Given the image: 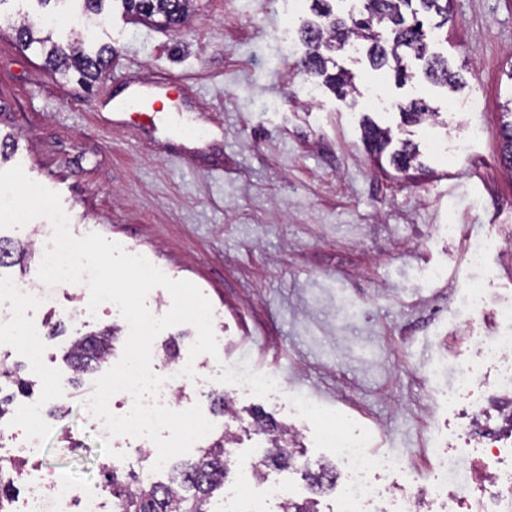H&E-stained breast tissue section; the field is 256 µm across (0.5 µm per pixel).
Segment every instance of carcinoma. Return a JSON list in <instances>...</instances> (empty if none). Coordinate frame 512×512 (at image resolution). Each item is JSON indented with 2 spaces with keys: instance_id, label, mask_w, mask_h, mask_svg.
<instances>
[{
  "instance_id": "obj_1",
  "label": "carcinoma",
  "mask_w": 512,
  "mask_h": 512,
  "mask_svg": "<svg viewBox=\"0 0 512 512\" xmlns=\"http://www.w3.org/2000/svg\"><path fill=\"white\" fill-rule=\"evenodd\" d=\"M127 12L140 19L176 29L181 26L192 9L193 0H120ZM325 21L304 31L310 45V53L303 62L304 68L326 77L342 93L356 90L349 72L341 69L327 73L330 55L345 48L352 40L369 43L368 56L376 69L384 67L394 71L395 77L404 82L412 78L404 63V53L409 52L418 60L425 61L424 76L431 83L454 86L456 73L448 68V61L429 54L428 35L424 19L436 16L439 21L431 26L433 31L448 27L450 0H367L365 13L346 21L337 17L328 5L329 0H313ZM389 25L388 37L379 28ZM42 20H24L17 29L16 37L25 49L40 46L44 63L52 70L66 76L78 75V82L88 88L98 81L112 56V47L102 46L92 53L77 42L65 51L52 41L51 33L44 32ZM407 120L421 122L435 118L423 101H413L399 107ZM501 125L503 147L501 157L512 170V107H505ZM370 147L382 155L391 144L390 130L377 126L365 130ZM417 146L405 142L390 154V163L400 172H408L417 161ZM116 328H108L91 337H83L73 344L70 363L76 372L99 365L112 350ZM258 428L272 445L271 459L286 467L294 460L293 435L288 428L267 422L262 416L253 415ZM232 441L221 435L198 449L197 459L188 461L177 469V474L166 483L144 482L131 475L133 483L125 484L112 477V494L118 500L120 512H213L214 492L224 484L230 464Z\"/></svg>"
}]
</instances>
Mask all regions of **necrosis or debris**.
I'll use <instances>...</instances> for the list:
<instances>
[{
	"label": "necrosis or debris",
	"mask_w": 512,
	"mask_h": 512,
	"mask_svg": "<svg viewBox=\"0 0 512 512\" xmlns=\"http://www.w3.org/2000/svg\"><path fill=\"white\" fill-rule=\"evenodd\" d=\"M46 303L39 287L0 289V329L21 337L23 353L39 357L46 349V327L33 321ZM495 322L493 334L471 337L478 360L459 362L448 386V410L458 417L462 442L445 450L429 439L433 463L427 474L401 455L373 454L372 430L353 425L345 414L325 413L303 396L291 399L296 421L325 423L318 445L330 450L343 479L335 512H512V306L498 310ZM30 413L23 406L9 425H0V458L16 463L9 479L25 486L4 512H112L87 485L45 482L34 463L38 435L14 442Z\"/></svg>",
	"instance_id": "necrosis-or-debris-1"
}]
</instances>
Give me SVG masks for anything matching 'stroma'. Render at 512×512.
I'll list each match as a JSON object with an SVG mask.
<instances>
[{
	"instance_id": "35a3bbf8",
	"label": "stroma",
	"mask_w": 512,
	"mask_h": 512,
	"mask_svg": "<svg viewBox=\"0 0 512 512\" xmlns=\"http://www.w3.org/2000/svg\"><path fill=\"white\" fill-rule=\"evenodd\" d=\"M312 0H195L176 32L135 22L111 0L101 22L72 27L73 0L57 7L56 40L109 45L112 59L92 91L62 79L19 45L15 27L43 11L38 0H0V139L15 150L1 169L19 165L59 194L64 211L87 232L144 256L174 280L196 284L219 316L220 360L248 362L282 380L281 392L235 396L240 419L224 480L237 491L240 464L261 461L271 445L253 414L290 425V395L342 410L371 426L373 446L426 470V436L448 431L450 372L468 353L459 338L467 313L455 303L474 283L490 300L512 303V259L490 254L486 272L468 265L477 235L512 240V172L500 164L501 112L512 99V0H451L447 36L430 49L457 72L456 88L436 87L408 58L406 83L374 69L365 48L345 47L339 68L356 89L333 90L306 71L301 31L316 22ZM167 74L177 107L156 129L131 110L114 126L96 100L124 79ZM420 99L438 116L404 124L399 105ZM410 140L421 170L404 175L376 159L368 122ZM204 134L184 141V126ZM458 225L455 236L441 227ZM442 269L440 280L426 274ZM50 314L46 371L68 383L66 400L41 390L22 352L26 389L15 399L42 406L40 462L46 478L101 483L112 450L84 420L81 398L93 378L67 361L79 327L68 312L87 308L86 284L57 289ZM224 390L208 370L186 387L216 425ZM319 423L297 438L291 467L270 479L311 489L331 464L317 447Z\"/></svg>"
}]
</instances>
